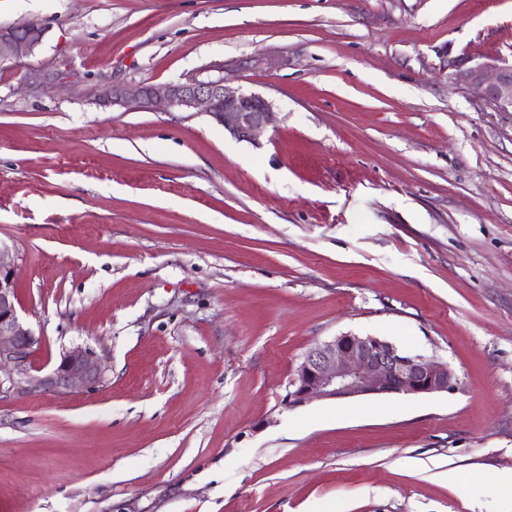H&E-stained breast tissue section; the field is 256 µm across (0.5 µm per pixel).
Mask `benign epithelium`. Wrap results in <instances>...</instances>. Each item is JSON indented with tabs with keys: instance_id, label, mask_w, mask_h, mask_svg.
<instances>
[{
	"instance_id": "1",
	"label": "benign epithelium",
	"mask_w": 512,
	"mask_h": 512,
	"mask_svg": "<svg viewBox=\"0 0 512 512\" xmlns=\"http://www.w3.org/2000/svg\"><path fill=\"white\" fill-rule=\"evenodd\" d=\"M47 30L35 22L0 28V65L33 53ZM456 84L495 112H512V62H475L454 74ZM99 96L130 109L199 110L224 124L239 139H249L271 120V104L224 84V78L197 73L184 82L164 85H106ZM37 338L21 318L15 289V260L0 244V394L10 391L66 395L105 381L106 366L88 347L64 351L48 372L36 368L31 352ZM459 378L447 363L408 354L378 336L342 334L310 348L298 366L288 392V406L313 398L349 399L389 394L430 395L459 389Z\"/></svg>"
}]
</instances>
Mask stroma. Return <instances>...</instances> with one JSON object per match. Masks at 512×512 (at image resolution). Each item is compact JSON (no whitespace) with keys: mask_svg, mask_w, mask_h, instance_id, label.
<instances>
[{"mask_svg":"<svg viewBox=\"0 0 512 512\" xmlns=\"http://www.w3.org/2000/svg\"><path fill=\"white\" fill-rule=\"evenodd\" d=\"M26 22L48 32L0 68V242L33 365L89 347L107 380L0 395V512H502L512 113L449 63L512 60V0H0ZM213 63L271 103L254 139L96 95ZM344 333L460 388L288 407Z\"/></svg>","mask_w":512,"mask_h":512,"instance_id":"35a3bbf8","label":"stroma"}]
</instances>
